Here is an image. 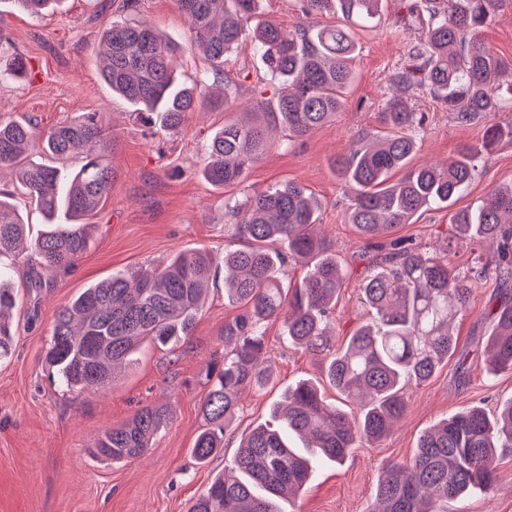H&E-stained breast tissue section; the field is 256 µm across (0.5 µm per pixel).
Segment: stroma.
<instances>
[{"instance_id": "stroma-1", "label": "stroma", "mask_w": 512, "mask_h": 512, "mask_svg": "<svg viewBox=\"0 0 512 512\" xmlns=\"http://www.w3.org/2000/svg\"><path fill=\"white\" fill-rule=\"evenodd\" d=\"M116 9L114 0H58L35 18L0 0V44L15 47L27 62V78L0 80V118H37L44 127L69 121L83 112L97 113L114 147L104 161L115 171L105 202L90 216L93 226L83 255L55 272L40 294L29 293L22 256L0 257L19 292L14 311L18 336L11 353L0 359V512H188L211 480L234 456L242 433L270 419V410L288 386L316 382L329 402H336L325 366L289 344L280 322L264 327L273 382L246 391L224 449L207 463H197L192 447L204 426L200 400L207 392L205 373L222 356L225 322L238 305L224 299L223 283L210 287L190 339L173 348L143 346L133 365L102 392H65L53 385L44 363L46 341L55 312L71 298L115 273H131L159 264L180 251L203 249L215 264L225 251L241 247L225 229L224 199L296 182L318 199L317 230L346 268V281L333 309L337 338L349 335L370 312L358 299V285L372 266L366 247L346 219L351 188L334 162L348 156L359 139L379 130L378 114L389 94L388 76L403 63L415 33H399L395 21L400 0H383L378 16L352 24L357 45L355 74L335 120L305 139L274 148L247 172L234 190L218 188L201 175L205 136L224 121L240 119L254 98L262 61L251 40H244L224 66L236 84L235 100L223 108L190 113L181 133L151 135L133 122L129 106L103 81L99 44ZM139 17L178 47L176 68L192 82L207 67L203 56L187 49L188 23L175 0H140ZM483 38L512 62V0H499ZM427 121L417 133L411 164L445 163L467 148L480 147L484 121L458 123L447 107L428 95L411 100ZM512 183V141L483 151L473 181L445 209H428L395 235L428 250L453 245L457 268L468 266L473 243L458 238L452 212L477 206L497 187ZM493 283L478 285L469 311L455 321L458 351H473L466 380L449 359L426 383L406 389L407 410L380 442L353 449L343 464H321L295 501L283 512H367L385 468L409 461L421 434L434 422L474 405L494 409L512 399V371L489 373L474 351L492 330L485 308ZM168 404L173 418L143 456L112 463L89 452L104 428L117 426L141 407ZM498 490L489 496L473 491L449 503L450 512H512V451L500 456Z\"/></svg>"}]
</instances>
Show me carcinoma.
I'll use <instances>...</instances> for the list:
<instances>
[{
	"label": "carcinoma",
	"mask_w": 512,
	"mask_h": 512,
	"mask_svg": "<svg viewBox=\"0 0 512 512\" xmlns=\"http://www.w3.org/2000/svg\"><path fill=\"white\" fill-rule=\"evenodd\" d=\"M34 17L56 0H13ZM191 34L190 49L209 67L188 86L174 65L176 45L146 22L117 19L102 35L101 75L132 107L130 117L147 128L180 133L198 108L224 107V96L209 89L225 80L224 56L251 37L266 73L284 83L275 102L254 99L249 119L226 121L203 141L201 176L222 188L240 185L247 171L277 143L311 135L333 121L352 82L356 42L350 26L297 23L286 30L266 21L249 27L258 0H175ZM382 0H303L302 13L333 12L344 20L372 19ZM497 0L410 2L399 22L420 37L408 60L392 70V95L379 122L380 133L336 163L338 174L354 189L348 211L379 261L359 284L360 302L372 312L338 345L330 315L345 272L329 246L315 233L319 203L308 189L288 182L264 192L227 200L232 235L247 241L224 251V297L242 308L224 323V356L206 374L209 389L201 403L205 428L192 452L200 462L224 447L241 394L269 383L262 327L279 321L290 343L326 363L328 383L345 402L359 405V417L327 403L317 384L302 380L288 387L272 416L273 429L260 425L241 435L229 472L216 477L190 512H283L280 503L298 496L317 463L341 465L351 450L387 436L406 412V388L430 380L456 352L454 320L468 311L473 290L487 280L507 285L512 276V185L492 190L474 209L455 212L458 234L493 248L478 255L465 271L451 261V247L428 251L408 239L392 238L428 208L448 206L475 176L481 150L512 128L486 124L482 149L464 150L444 166L410 170L396 182L391 175L408 167L417 150L416 132L425 121L409 100L427 93L448 104L461 124L491 119L503 107L498 77L512 69L481 37ZM25 58L11 55L4 74L21 79ZM113 147L110 134L87 112L45 130L35 121L0 119V169L13 168L47 230L32 244L28 285L42 288L45 274L73 265L84 253L90 215L112 187L115 172L103 163ZM46 151L76 158L64 175L57 167L30 160ZM64 213L68 223L53 221ZM26 226L18 207L0 194V255L23 244ZM304 263L306 276L283 288L280 273ZM215 276L210 255L182 251L166 263L150 265L91 285L56 313L45 361L58 384L70 392L98 391L129 367L145 341L176 346L192 336L205 287ZM0 272V357L12 350L16 331L8 317L17 291ZM487 341L489 371L512 370V292L491 298ZM171 419L166 406L146 405L123 425L103 431L91 453L114 462L144 455ZM512 449V400L489 413L473 406L453 413L421 436L413 458L393 463L379 479L375 507L368 512H448V503L474 490H495L499 454Z\"/></svg>",
	"instance_id": "cac0c4a2"
}]
</instances>
